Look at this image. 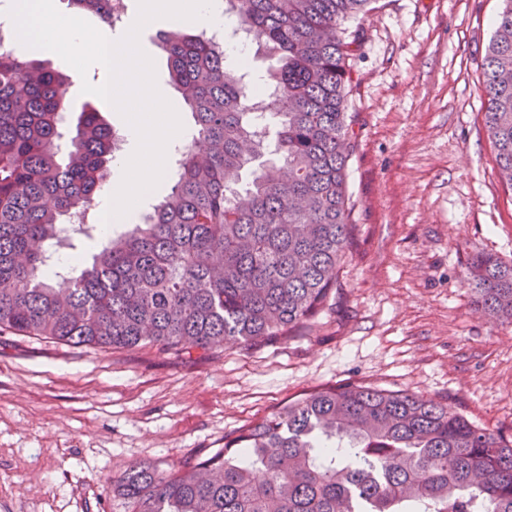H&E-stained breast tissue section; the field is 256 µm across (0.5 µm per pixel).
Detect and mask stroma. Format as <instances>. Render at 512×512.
Returning <instances> with one entry per match:
<instances>
[{
    "instance_id": "obj_1",
    "label": "stroma",
    "mask_w": 512,
    "mask_h": 512,
    "mask_svg": "<svg viewBox=\"0 0 512 512\" xmlns=\"http://www.w3.org/2000/svg\"><path fill=\"white\" fill-rule=\"evenodd\" d=\"M503 0H375L346 22L347 166L357 229L323 311L280 341L204 352L85 348L0 336V512H125L112 479L149 461L166 470L224 445L317 388L367 384L447 405L512 441V326L464 284L480 252L512 263V187L498 174L481 101L485 56ZM139 36L183 124L157 35ZM22 58L71 79L68 122L83 107L116 131L121 115L81 91L57 54L12 41Z\"/></svg>"
}]
</instances>
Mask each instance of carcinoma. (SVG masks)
I'll return each instance as SVG.
<instances>
[{"label": "carcinoma", "instance_id": "carcinoma-1", "mask_svg": "<svg viewBox=\"0 0 512 512\" xmlns=\"http://www.w3.org/2000/svg\"><path fill=\"white\" fill-rule=\"evenodd\" d=\"M372 0H225L278 54L251 85L214 42L161 43L195 122L170 190L144 222L81 262L69 287L46 262L88 232L120 134L95 110L63 125L68 78L0 46V335L87 348L248 350L315 317L351 242L345 22ZM484 64L488 136L512 187V0ZM272 88L270 111L252 100ZM85 223L72 229L68 219ZM466 282L512 324V265L479 253ZM132 512H512V446L448 406L348 384L306 393L194 463L125 470Z\"/></svg>", "mask_w": 512, "mask_h": 512}]
</instances>
